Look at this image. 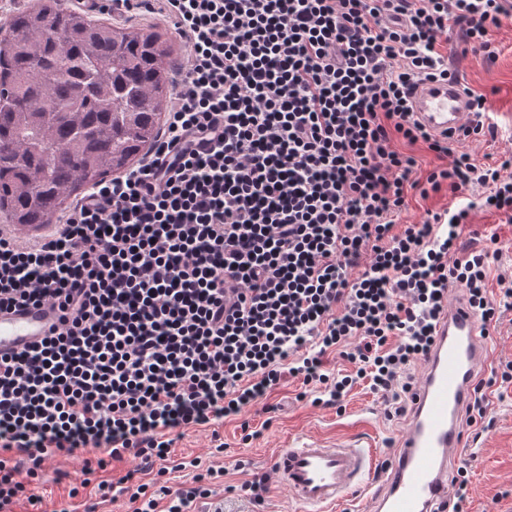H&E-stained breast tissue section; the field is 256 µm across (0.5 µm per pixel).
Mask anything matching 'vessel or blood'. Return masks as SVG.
I'll return each mask as SVG.
<instances>
[{"instance_id":"obj_1","label":"vessel or blood","mask_w":512,"mask_h":512,"mask_svg":"<svg viewBox=\"0 0 512 512\" xmlns=\"http://www.w3.org/2000/svg\"><path fill=\"white\" fill-rule=\"evenodd\" d=\"M412 109L425 128L440 136L464 123L470 103L456 81H435L416 89ZM59 325L60 312L52 304L2 310L0 354L30 349ZM490 361L489 342L466 293L453 289L392 457L380 462L375 449L355 438L336 443L300 437L275 457L279 481L306 512H331L358 492L367 493L369 512H436L469 445L463 415L471 387Z\"/></svg>"}]
</instances>
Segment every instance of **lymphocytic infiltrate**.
<instances>
[{"label": "lymphocytic infiltrate", "instance_id": "f902f5d3", "mask_svg": "<svg viewBox=\"0 0 512 512\" xmlns=\"http://www.w3.org/2000/svg\"><path fill=\"white\" fill-rule=\"evenodd\" d=\"M172 22L188 51L146 158L88 190L37 243L0 229V310L58 305L39 346L0 355V512L58 453L108 447L136 469L98 485L133 512H190L213 497V466L191 485L161 480L172 436L241 414L287 378L341 404L368 382L387 419L405 416L448 290L484 327L512 307L492 298L488 250L459 254L468 206L397 227L409 190H485L512 220V155L480 165L456 140L483 136L472 94L459 137L411 112L424 81L451 78L441 39L472 52L512 17L505 0H110ZM441 158L425 181L396 139ZM337 352L350 371L329 375ZM512 361L475 381L468 426L484 424ZM157 471L158 481L138 474Z\"/></svg>", "mask_w": 512, "mask_h": 512}]
</instances>
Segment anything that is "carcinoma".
<instances>
[{"label":"carcinoma","instance_id":"1","mask_svg":"<svg viewBox=\"0 0 512 512\" xmlns=\"http://www.w3.org/2000/svg\"><path fill=\"white\" fill-rule=\"evenodd\" d=\"M172 45L34 0L0 26V220L49 224L156 141Z\"/></svg>","mask_w":512,"mask_h":512}]
</instances>
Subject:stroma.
Returning a JSON list of instances; mask_svg holds the SVG:
<instances>
[{"label": "stroma", "mask_w": 512, "mask_h": 512, "mask_svg": "<svg viewBox=\"0 0 512 512\" xmlns=\"http://www.w3.org/2000/svg\"><path fill=\"white\" fill-rule=\"evenodd\" d=\"M452 51L451 66L460 82L476 92L485 94L489 121L494 127L491 135L461 143V151L471 154L476 163L495 165L512 153V21L504 22L493 31L490 40L497 49L494 60L483 61L480 55L464 53L460 31L448 36ZM480 189H467L459 195L441 191L429 198L413 195L399 221L403 224L418 222L425 211L446 209L451 200L473 203L470 222L464 226L459 238V249L492 248L487 288L498 294L500 278L512 275V223L503 215L480 207ZM307 392L305 400H298L299 392ZM324 391L320 388L304 390L299 379L292 378L271 396V403L278 409L265 413L255 406L247 410L255 436L250 441L241 439V420L226 419L217 433L200 428L185 430L171 448L172 457L187 461L194 457L212 459L215 466L224 468L215 490L217 500L223 501L224 512H302L301 505L290 499L277 476L273 460L276 454L296 437L315 435L342 440L352 436L364 438L380 452L381 460H388L401 430L397 420H387L382 407L367 383L356 384L345 396L344 413L335 407L321 404ZM491 426L480 438L486 447L483 455L463 457L462 462L470 471L471 491L466 505L468 512H512V386L489 397ZM220 436L224 443L222 455H213V436ZM85 455L78 452L71 456L48 459L43 472L35 483L36 492L43 498L45 512H84L87 504H96V512H129L127 498L117 501L97 502L95 485L103 480L116 479L133 468L132 459L112 462L106 470L93 475L83 472ZM249 461L248 470L235 469L236 460ZM268 474L267 489L261 502L248 501L234 493V486L251 480L254 474ZM81 486L78 497H70L74 486Z\"/></svg>", "instance_id": "obj_1"}]
</instances>
